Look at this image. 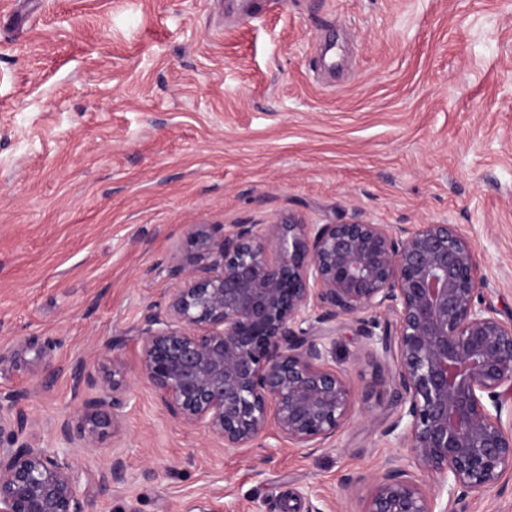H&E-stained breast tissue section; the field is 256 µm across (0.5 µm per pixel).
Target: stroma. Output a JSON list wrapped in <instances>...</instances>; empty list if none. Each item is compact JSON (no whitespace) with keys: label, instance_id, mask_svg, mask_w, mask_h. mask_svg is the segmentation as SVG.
<instances>
[{"label":"stroma","instance_id":"stroma-1","mask_svg":"<svg viewBox=\"0 0 512 512\" xmlns=\"http://www.w3.org/2000/svg\"><path fill=\"white\" fill-rule=\"evenodd\" d=\"M288 213L459 225L511 319L512 0H0V393L53 448L76 364L124 371L121 433L72 454L90 512H360L404 458L347 326L324 448L225 450L138 376L192 225Z\"/></svg>","mask_w":512,"mask_h":512}]
</instances>
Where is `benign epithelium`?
Here are the masks:
<instances>
[{
  "label": "benign epithelium",
  "instance_id": "1",
  "mask_svg": "<svg viewBox=\"0 0 512 512\" xmlns=\"http://www.w3.org/2000/svg\"><path fill=\"white\" fill-rule=\"evenodd\" d=\"M172 280L164 311L142 329L138 373L178 422L226 449L269 427L291 448H322L355 405L312 334L357 326L394 416L384 430L407 449L387 461L361 512H463L472 494L500 496L512 476V320L478 301L484 275L456 224H196L185 253L159 263ZM395 316L382 335L365 314ZM75 388L97 390L56 425L90 452L122 426L128 381L114 365L80 363ZM17 396L0 398V512H86L70 450L48 449ZM448 484L438 508L426 478Z\"/></svg>",
  "mask_w": 512,
  "mask_h": 512
}]
</instances>
